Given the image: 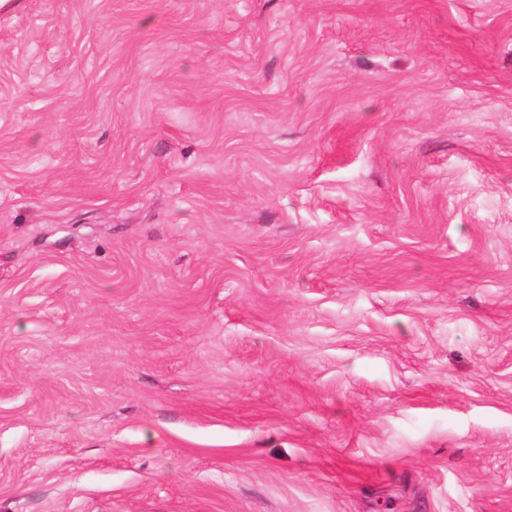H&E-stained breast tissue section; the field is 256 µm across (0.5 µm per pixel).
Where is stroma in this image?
<instances>
[{
  "mask_svg": "<svg viewBox=\"0 0 512 512\" xmlns=\"http://www.w3.org/2000/svg\"><path fill=\"white\" fill-rule=\"evenodd\" d=\"M0 512H512V0L0 9Z\"/></svg>",
  "mask_w": 512,
  "mask_h": 512,
  "instance_id": "1",
  "label": "stroma"
}]
</instances>
